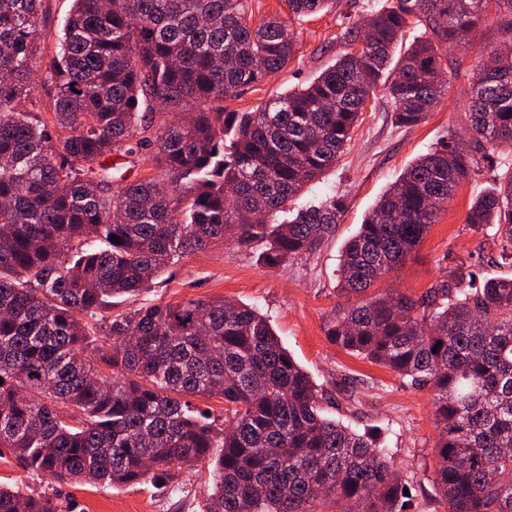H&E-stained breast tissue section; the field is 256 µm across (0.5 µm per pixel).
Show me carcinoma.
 <instances>
[{
  "mask_svg": "<svg viewBox=\"0 0 512 512\" xmlns=\"http://www.w3.org/2000/svg\"><path fill=\"white\" fill-rule=\"evenodd\" d=\"M43 2L0 0V447L32 477L102 488L207 460L206 512H405L378 434L323 415L255 309L196 299L104 312L218 240L259 244L270 269L316 251L345 200L292 202L347 150L369 94L383 86L396 123H422L448 94V50L493 22L505 38L491 56L512 58V0H394L342 31L361 55L254 112H226L224 98L286 67L297 40L278 17L250 24L248 0H73L38 65ZM286 2L297 20L336 5ZM410 29L422 35L400 52ZM36 69L54 88L44 106L31 100ZM466 79L469 150L451 131L383 193L340 256L342 294L401 267L457 187L493 170L486 145L512 140V77L483 66ZM145 100L202 108L156 127ZM144 145L161 175L112 183L108 159ZM466 223L492 225L512 264V171ZM325 335L435 391L433 482L448 512H512V277L481 282L462 262L416 298L338 306ZM193 396L224 399L228 428ZM0 512L60 504L0 484Z\"/></svg>",
  "mask_w": 512,
  "mask_h": 512,
  "instance_id": "carcinoma-1",
  "label": "carcinoma"
}]
</instances>
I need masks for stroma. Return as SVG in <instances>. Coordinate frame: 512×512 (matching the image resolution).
I'll use <instances>...</instances> for the list:
<instances>
[{
    "mask_svg": "<svg viewBox=\"0 0 512 512\" xmlns=\"http://www.w3.org/2000/svg\"><path fill=\"white\" fill-rule=\"evenodd\" d=\"M390 0H337L335 8L315 18L292 21L300 50L288 67L259 84L225 98L228 112H252L269 99L310 83L341 50L343 27L365 23ZM464 79L453 81L441 105L415 127L396 125L383 89L367 101L347 153L295 198L303 207L328 195L344 198L345 211L336 230L320 249L276 269L264 268L257 251L237 242L217 241L170 268L149 290L129 299H114L113 314L156 304L198 298L239 301L268 315L273 331L298 364L318 385L326 416L356 431L376 429L394 458L409 491L406 512H445L433 483L438 431L433 419L432 390L411 386L389 369L349 355L325 336V322L344 298L337 292L338 263L378 197L418 157L449 132L466 125ZM492 174L464 182L441 207L423 242L406 264L383 285L416 297L461 261L482 255V277H510L512 267L493 263L496 240L489 227L465 222L472 197L512 168V143L491 145ZM210 466L198 464L166 481L129 488L58 484L33 479L9 450L0 451V482L25 493L55 494L69 512H204Z\"/></svg>",
    "mask_w": 512,
    "mask_h": 512,
    "instance_id": "1",
    "label": "stroma"
}]
</instances>
